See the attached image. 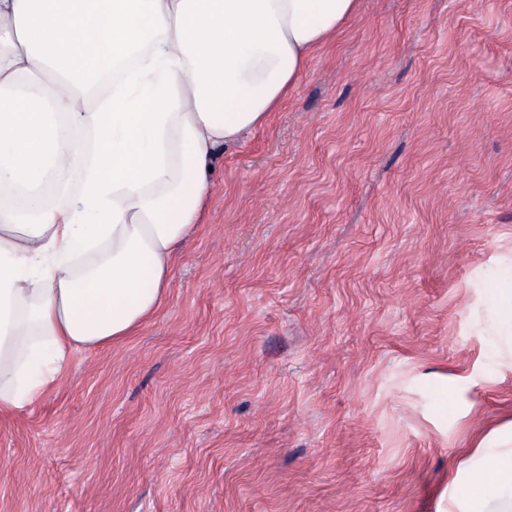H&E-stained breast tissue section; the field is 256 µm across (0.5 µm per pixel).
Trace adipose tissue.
Returning a JSON list of instances; mask_svg holds the SVG:
<instances>
[{"label": "adipose tissue", "mask_w": 512, "mask_h": 512, "mask_svg": "<svg viewBox=\"0 0 512 512\" xmlns=\"http://www.w3.org/2000/svg\"><path fill=\"white\" fill-rule=\"evenodd\" d=\"M363 0H0V414L164 304L218 148L264 126ZM484 300L512 353V281ZM512 512V424L451 481Z\"/></svg>", "instance_id": "adipose-tissue-1"}]
</instances>
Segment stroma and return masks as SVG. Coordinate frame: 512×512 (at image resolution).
<instances>
[{
	"mask_svg": "<svg viewBox=\"0 0 512 512\" xmlns=\"http://www.w3.org/2000/svg\"><path fill=\"white\" fill-rule=\"evenodd\" d=\"M212 178L158 313L0 415V512H460L512 421V0H364ZM484 300L499 323L497 336L501 349L512 355V279L509 282L493 284L485 293Z\"/></svg>",
	"mask_w": 512,
	"mask_h": 512,
	"instance_id": "1",
	"label": "stroma"
}]
</instances>
